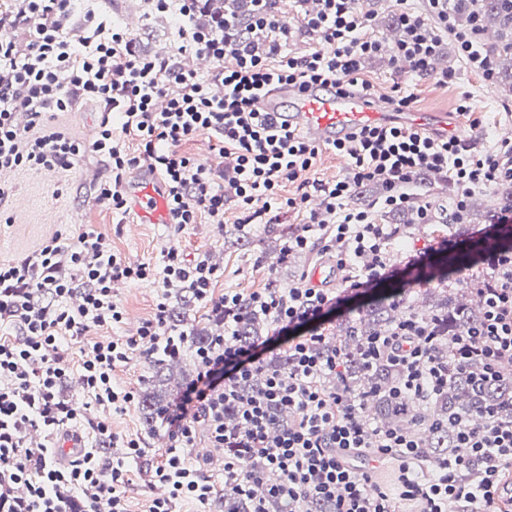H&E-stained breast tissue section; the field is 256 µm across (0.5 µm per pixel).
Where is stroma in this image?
Wrapping results in <instances>:
<instances>
[{"instance_id": "35a3bbf8", "label": "stroma", "mask_w": 512, "mask_h": 512, "mask_svg": "<svg viewBox=\"0 0 512 512\" xmlns=\"http://www.w3.org/2000/svg\"><path fill=\"white\" fill-rule=\"evenodd\" d=\"M93 4L121 24L127 16L138 17L139 23L131 28L130 35L141 52L165 51L178 54L180 61H187V54L178 51L180 42L171 17L161 14L145 18V0H93ZM441 63L455 71L453 83L442 85L432 77L405 76L378 59L369 62L364 77L373 84L376 96L391 94L394 86H401L404 93L413 95L414 111L447 113L464 128L474 129L475 149L491 146L497 140L496 127L512 124V63L495 62L500 77L485 83L480 74L466 67L455 42L449 38L442 47ZM466 91L471 94L470 110L462 113L458 106ZM107 174L105 162L96 158L84 159L67 171L10 172L5 178L8 193L0 198V263L33 252L56 235L76 238L85 224L96 225L113 250L130 260L158 265L164 250L171 247L178 248L189 260L200 253L214 256L219 274L214 292L218 295L227 291L248 295L273 282L281 288L298 287L307 272L326 260L325 255L314 249L291 256L287 264H277L275 255L265 253L260 243L267 231L263 224L248 228L253 240L251 247L225 248L226 232L233 229L236 221L231 211L226 213L223 226L194 224L181 232L170 224L138 223L133 213L126 222H119L111 209L94 200L95 182L105 179ZM114 298L123 311L122 321L92 331L88 338L70 340L71 361L81 360L88 342L133 336L141 323L153 316L157 303L174 304L175 292L158 284L129 283L119 286ZM112 375L116 387L133 391L136 397L125 410H105L90 402L79 387V373L75 370L62 385L60 396L77 411L76 426L83 433H91V421H106L114 436L110 451L114 459L125 457L127 441L139 442L142 454L131 467L126 508L128 512H148L156 495L149 483V471L162 454L154 445L155 433L149 432L143 423L139 403L140 397L152 389V363L137 353L129 362L116 365Z\"/></svg>"}]
</instances>
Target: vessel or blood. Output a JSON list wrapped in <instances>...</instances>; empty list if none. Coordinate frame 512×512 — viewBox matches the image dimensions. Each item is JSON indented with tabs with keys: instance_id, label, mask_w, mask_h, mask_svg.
Returning <instances> with one entry per match:
<instances>
[{
	"instance_id": "vessel-or-blood-1",
	"label": "vessel or blood",
	"mask_w": 512,
	"mask_h": 512,
	"mask_svg": "<svg viewBox=\"0 0 512 512\" xmlns=\"http://www.w3.org/2000/svg\"><path fill=\"white\" fill-rule=\"evenodd\" d=\"M258 109L297 128L313 141L326 145L345 141L357 128L391 122H399L423 132L452 134L460 138L466 135L465 130L443 114L393 112L384 103L371 102L354 93H339L331 88L312 85L303 88L296 83H281L260 98ZM163 193V185L148 173L138 176L131 184L130 195L141 223H166ZM85 448L81 433L66 430L56 443L54 457L58 463L66 464L83 453Z\"/></svg>"
}]
</instances>
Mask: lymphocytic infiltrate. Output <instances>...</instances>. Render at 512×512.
I'll use <instances>...</instances> for the list:
<instances>
[{
	"instance_id": "lymphocytic-infiltrate-1",
	"label": "lymphocytic infiltrate",
	"mask_w": 512,
	"mask_h": 512,
	"mask_svg": "<svg viewBox=\"0 0 512 512\" xmlns=\"http://www.w3.org/2000/svg\"><path fill=\"white\" fill-rule=\"evenodd\" d=\"M247 14L227 11L200 23L202 0H147L152 13L175 20L183 48L206 55L213 68L205 74L179 66L174 56L141 53L111 17L87 9L79 25L69 26L77 0H15L0 9V170H68L85 155L103 158L110 175L96 187L97 201L113 213L131 209L127 188L147 170L165 188L169 223L177 228L208 221L223 224L226 210L237 213L239 227L279 223L289 211L304 213L303 224L288 235L282 254L290 256L320 243L334 254L345 277L339 288H269L254 292V310L270 323L264 338L242 343L240 293L214 296L218 269L206 255L186 260L177 248L163 254L162 267L131 265L115 253L104 233L85 225L76 241L52 237L32 253L0 264V322L15 336L0 337V512H125L128 461L141 448L128 441V459L106 461L101 451L61 466L46 449L28 447L25 434L43 429L55 435L76 412L59 397L69 372L63 337H81L121 322L112 295L118 281L162 283L192 289L197 300L224 323L223 334L193 348L186 331L169 322L166 303L134 336L88 345L81 359L87 395L102 408H120L132 392L114 387L112 369L128 362L140 344L150 353L177 356L193 350L196 374L162 413L170 445L151 476L169 494L155 498L150 512H172L174 499L206 503L215 488L200 469L188 464L199 427L213 447L224 451V484L250 498L251 512H269L268 500L284 502L288 512H306L309 498L333 502L334 512H395L400 499L415 512H507L504 496L512 478V417L484 414L481 422L456 424L461 455L435 461L424 458L417 435L367 423L362 411L367 394L345 384L326 389L322 380L340 375L344 358L325 355L319 346L336 318L359 312L360 300L392 287V299L422 281H443L440 257L478 251L484 273L478 293L483 303L479 324L449 338L438 336L432 320L408 310L382 333L365 337L360 354L366 364L380 361L396 368L395 395L408 402L439 393L448 383V362L475 358L486 379L512 382V209L484 225L475 239L452 236L430 241L395 257L400 230L377 223L381 210L408 211L419 222L431 204L418 191L420 176L452 188L453 217L463 223L469 198L478 190L512 182V142L498 141L476 151L456 137L427 135L403 125L361 128L336 152L349 160L336 180L310 177L321 150L296 129L276 125L256 103L282 82L324 84L370 98L373 85L362 76L367 60L383 42L368 32L356 0H315L301 5V28L312 37L310 53L288 54L289 28L281 25L272 0H248ZM397 0L400 36L390 49L392 67L408 63L422 77L435 71L444 37H452L466 65L493 82L495 69L480 41L481 9L473 7L467 27H457L452 0H425L418 14ZM28 39L18 48L15 32ZM85 104L101 109L91 136L77 139L53 122L55 113L75 112ZM207 133L219 155L232 166L199 163L182 152L183 142ZM137 151L126 148L127 139ZM296 193L282 198L284 183ZM364 185L378 196L350 205ZM318 208H308L311 197ZM287 354L288 372L268 360ZM265 382L251 395L240 391L256 373ZM234 407L238 423H224L225 407ZM291 410L296 421L277 430L272 407ZM354 457L369 460L360 470ZM394 466V483L380 482L377 466Z\"/></svg>"
}]
</instances>
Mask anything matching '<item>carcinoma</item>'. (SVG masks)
<instances>
[{
    "mask_svg": "<svg viewBox=\"0 0 512 512\" xmlns=\"http://www.w3.org/2000/svg\"><path fill=\"white\" fill-rule=\"evenodd\" d=\"M483 11L498 20L501 36L490 46V52L499 58H512V0H484ZM480 287V278L469 277L458 282L439 285L433 305V319L437 321L440 335L464 327L476 325L482 308L474 304L471 295ZM194 302L193 294L181 291L176 294V304L169 310L172 322L181 323ZM241 321L237 325V336L244 342L253 341L265 321V317L254 312L250 299L242 297L239 305ZM397 306L389 301L370 304L356 319H346L336 326L330 341L321 349L324 354L341 350L344 355V379L346 385L358 393H368V404L374 420L384 427L402 428L413 426L422 444L425 458H443L456 451L455 425L459 418H472L487 410L501 415H512V384L486 382L480 378L482 365L471 362L464 369L448 365V386L438 394L408 405L394 397L397 374L386 363L373 366L365 364L358 347L367 336H373L387 328L397 318ZM145 421L154 428L164 404L155 394H146L142 400ZM251 501L238 496L232 490L224 491L221 512H250Z\"/></svg>",
    "mask_w": 512,
    "mask_h": 512,
    "instance_id": "obj_1",
    "label": "carcinoma"
}]
</instances>
